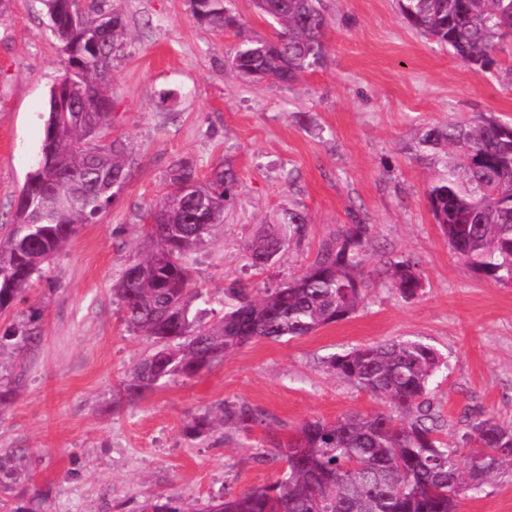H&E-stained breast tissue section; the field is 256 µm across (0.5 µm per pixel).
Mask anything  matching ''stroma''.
Wrapping results in <instances>:
<instances>
[{"label": "stroma", "mask_w": 512, "mask_h": 512, "mask_svg": "<svg viewBox=\"0 0 512 512\" xmlns=\"http://www.w3.org/2000/svg\"><path fill=\"white\" fill-rule=\"evenodd\" d=\"M114 5L132 46L112 68V131L130 136L133 162L112 204L80 225L24 299L0 315L1 332L30 308L42 313L24 387L0 409V448L20 469L0 488V512L36 494L42 512H139L153 492L191 502L268 484L282 465L257 456L272 438H288L309 419L383 409L325 360L393 338L429 343L448 358L432 383L440 440L456 443L475 410L512 423V284L470 269L449 247L425 195L433 169L415 155L422 127L480 114L512 122L504 76L512 57L497 54L494 71L476 72L403 20L398 0H323L325 55L284 87L233 71L237 36L198 23L190 0ZM62 72L40 0H10L0 15V238L38 159L42 114ZM166 88L180 95L170 110L157 106ZM180 158L193 160L203 180L219 166L237 176L223 226L186 257L210 319L222 315L232 282L256 293L288 281L345 224L372 227L370 286L345 320L252 342L194 378L122 402L120 383L150 342L129 331L112 283L142 253L136 229ZM288 209L307 214L303 236L272 265L249 266L246 243ZM386 258L418 263L422 297L403 299L377 276ZM238 399L268 412L276 431L183 438L188 412ZM460 512H512V473L463 495Z\"/></svg>", "instance_id": "35a3bbf8"}]
</instances>
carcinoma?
I'll return each mask as SVG.
<instances>
[{
	"label": "carcinoma",
	"instance_id": "1",
	"mask_svg": "<svg viewBox=\"0 0 512 512\" xmlns=\"http://www.w3.org/2000/svg\"><path fill=\"white\" fill-rule=\"evenodd\" d=\"M41 3L46 27L65 56L69 89L50 90L39 161L18 197L12 229L0 240V314L23 297L79 225L112 204L131 168V142L111 137L112 63L131 42L123 15L106 0H92L86 17L73 24L68 0ZM253 3L272 35L241 38L232 68L254 81L299 82L324 57L327 19L320 0ZM399 8L412 27L474 71L491 70L495 55L512 48V0H399ZM191 11L216 32L239 29L227 0H191ZM91 128L112 138L110 145L80 148ZM417 145L418 155L433 164L426 195L448 244L470 268L499 284L512 282V125L481 117L428 126ZM235 181L222 166L202 181L193 162L179 159L169 169L165 192L146 208L140 230L151 248L112 286L129 330L153 339L124 382L131 398H143L176 376L192 378L255 340L306 336L347 319L364 299L371 225L344 224L288 282L255 296L234 285L228 289L234 303L214 323L192 312L190 303L204 295L194 288L185 258L224 223ZM307 223V214L293 209L263 225L245 247L250 266L277 260ZM377 274L406 300L424 293L416 263L388 259ZM40 321V310H31L25 325L0 337V348L16 355L35 350ZM444 367L446 358L421 340L334 354L329 371L387 403L390 412L307 420L258 456L285 463L274 482L190 504L153 493L141 512H458L461 494L482 492L501 470L512 468V425L475 411L458 443L442 442L431 384ZM23 377L19 371L0 385V405L21 388ZM273 425L261 407L235 400L188 415L181 433L196 442L219 430L248 433ZM15 472L13 455L0 449V487L15 480Z\"/></svg>",
	"mask_w": 512,
	"mask_h": 512
}]
</instances>
